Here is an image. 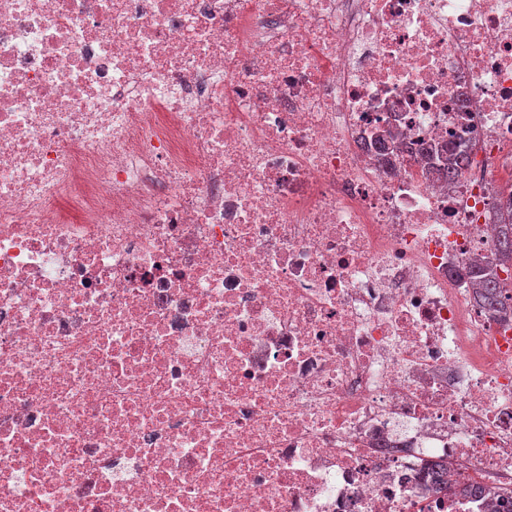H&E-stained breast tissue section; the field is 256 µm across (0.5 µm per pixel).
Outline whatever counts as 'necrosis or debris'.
<instances>
[{
    "label": "necrosis or debris",
    "instance_id": "4bbe7bcc",
    "mask_svg": "<svg viewBox=\"0 0 512 512\" xmlns=\"http://www.w3.org/2000/svg\"><path fill=\"white\" fill-rule=\"evenodd\" d=\"M506 191L512 0H0V512H487ZM471 274L482 304L490 311L504 310L507 305L503 301V293L507 290V283L499 281L494 266L489 263L474 265Z\"/></svg>",
    "mask_w": 512,
    "mask_h": 512
}]
</instances>
